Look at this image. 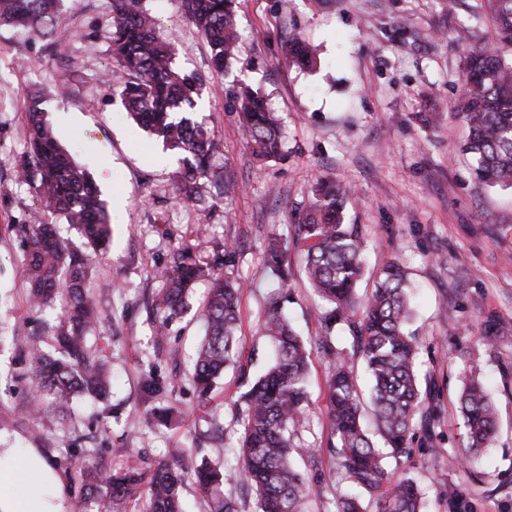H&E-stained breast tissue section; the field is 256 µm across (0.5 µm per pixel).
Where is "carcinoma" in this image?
Segmentation results:
<instances>
[{"mask_svg": "<svg viewBox=\"0 0 512 512\" xmlns=\"http://www.w3.org/2000/svg\"><path fill=\"white\" fill-rule=\"evenodd\" d=\"M473 20H490L495 40L470 51L464 69V94L457 111L470 129L464 151L470 155L475 179L489 187L512 189V0H480ZM185 14L206 40L213 66L220 72L236 58L240 34L237 0H183ZM60 23L59 0H0V26L17 27L49 39ZM176 39L157 30L142 0H112V56L117 63L115 92L127 114L146 131L180 155L182 167L176 196L197 206L202 201L199 180L212 171L214 139L205 122L195 118L203 88L194 74L174 66ZM286 61L307 67L310 51L298 36L288 40ZM237 112L248 132L253 153L263 159L281 153V118L263 95L252 89L236 97ZM29 151L21 162L22 181L36 193L42 214L29 228L27 262L23 270L31 302H60L52 326L54 349L32 342L29 356L40 375L39 397L50 399L64 413L78 396L105 400L109 384L85 342L98 311L90 291L91 258L68 247L47 218L59 216L81 230L94 251L106 249L111 229L105 203L90 175L62 148L41 108L39 97L24 104ZM315 200L298 216L304 269L316 296L325 304L320 321L324 335L318 350L330 366L326 449L311 448L303 436L309 407L307 372L310 350L288 322V240L275 236L264 253V264L278 273L260 313L262 330L273 347L265 373L243 381V408L237 421L239 483L255 490L257 512H310L311 480L294 458L327 452L337 459L351 492L338 501L336 512H363L364 497L376 500L380 512H422L416 481L392 482L385 472L387 457L411 452L416 429L421 445L433 440L439 421L436 392L421 389L417 375L420 345L405 331L411 320L406 294L407 273L389 262L364 304L356 288L364 270V237L357 224L345 223L346 192L322 181ZM233 242L207 268L189 262L184 251L172 256L162 272L165 282L154 316L157 335L173 318L192 309L195 282L210 281L199 311L205 334L193 365L192 385L200 400L208 398L225 366L236 355L239 305L243 284L233 276ZM349 332L348 343L336 342V330ZM361 360L372 379L371 404L383 446H376L362 422L363 405L348 362ZM151 425L168 428L174 408L165 403L172 389L157 368L141 380ZM466 429L468 458L475 457L497 431L495 409L475 376L464 383L459 397ZM74 467L83 503L90 512H126L129 501L145 487L144 512H187L183 488L196 484L210 512H241V503L224 495L223 475L206 460L194 465L187 449L171 448L145 475L128 461L108 472L99 470L93 451L70 444L62 449Z\"/></svg>", "mask_w": 512, "mask_h": 512, "instance_id": "obj_1", "label": "carcinoma"}]
</instances>
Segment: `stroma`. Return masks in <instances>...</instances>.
I'll return each instance as SVG.
<instances>
[{"label": "stroma", "instance_id": "stroma-1", "mask_svg": "<svg viewBox=\"0 0 512 512\" xmlns=\"http://www.w3.org/2000/svg\"><path fill=\"white\" fill-rule=\"evenodd\" d=\"M242 35L237 61L215 72L202 36L185 17L181 0H144L156 25L179 38L177 69L203 81L202 116L214 132V173L202 180L205 205L175 197L176 153L126 114L113 92L112 0H62L52 41L0 27V321L15 341L0 350V427L25 448L41 449L50 465L67 471L58 449L71 439L96 449L104 469L122 462L118 448L152 471L167 448H190L224 474V491L253 512L255 496L235 473L234 443L243 377L266 366L269 344L259 315L272 277L263 265L270 236L292 235L295 216L320 181L333 180L349 197L346 221L359 225L367 268L359 296L372 291L390 260L405 264L413 297L409 330L420 343L419 375L438 395L441 419L431 449L387 460L391 480L414 479L425 512H512V190L478 186L461 151L467 136L455 104L463 92L468 53L493 40L490 25L459 39L479 0H239ZM311 45L313 62L286 65L282 46L293 36ZM67 83L59 93L58 80ZM260 91L284 118L279 158H255L234 96ZM40 95L58 142L100 190L104 202L125 199L123 223L109 246L94 255L90 289L100 320L88 343L111 378L107 401L76 402L66 419L30 411V337L51 343L53 312L30 303L22 263L35 193L18 177L27 145L23 102ZM239 249L233 267L246 285L241 301V368H229L208 401H200L190 371L201 327L192 315L175 319L155 344L150 315L161 297L159 272L174 252L189 248L210 263L227 240ZM288 315L308 342L322 334V303L310 288L301 253L290 250ZM501 332L485 346L486 319ZM172 382L180 417L172 428L147 423L139 388L150 366ZM327 364L312 353L309 421L305 439L328 438ZM476 375L493 399L498 433L473 463L449 464L463 453L458 393ZM312 512L346 488L330 457L313 475Z\"/></svg>", "mask_w": 512, "mask_h": 512}]
</instances>
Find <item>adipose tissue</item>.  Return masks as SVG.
<instances>
[{
    "mask_svg": "<svg viewBox=\"0 0 512 512\" xmlns=\"http://www.w3.org/2000/svg\"><path fill=\"white\" fill-rule=\"evenodd\" d=\"M0 512H71L65 478L40 449L0 448Z\"/></svg>",
    "mask_w": 512,
    "mask_h": 512,
    "instance_id": "adipose-tissue-1",
    "label": "adipose tissue"
}]
</instances>
